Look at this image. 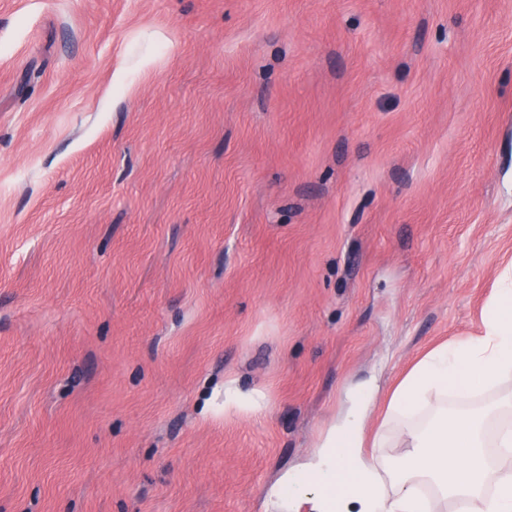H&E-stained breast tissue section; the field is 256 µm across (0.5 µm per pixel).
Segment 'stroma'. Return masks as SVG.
I'll list each match as a JSON object with an SVG mask.
<instances>
[{"label": "stroma", "mask_w": 512, "mask_h": 512, "mask_svg": "<svg viewBox=\"0 0 512 512\" xmlns=\"http://www.w3.org/2000/svg\"><path fill=\"white\" fill-rule=\"evenodd\" d=\"M511 263L512 0H0V512H275Z\"/></svg>", "instance_id": "stroma-1"}]
</instances>
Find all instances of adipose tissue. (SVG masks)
Here are the masks:
<instances>
[{"instance_id":"1","label":"adipose tissue","mask_w":512,"mask_h":512,"mask_svg":"<svg viewBox=\"0 0 512 512\" xmlns=\"http://www.w3.org/2000/svg\"><path fill=\"white\" fill-rule=\"evenodd\" d=\"M512 376V270H505L482 313V332L427 353L392 392L386 422L392 434L365 436L368 397L327 437L306 475L288 492L311 512H434L449 499L454 512H512V475L486 452L479 396ZM397 437L404 455L367 457L365 444L387 447Z\"/></svg>"}]
</instances>
